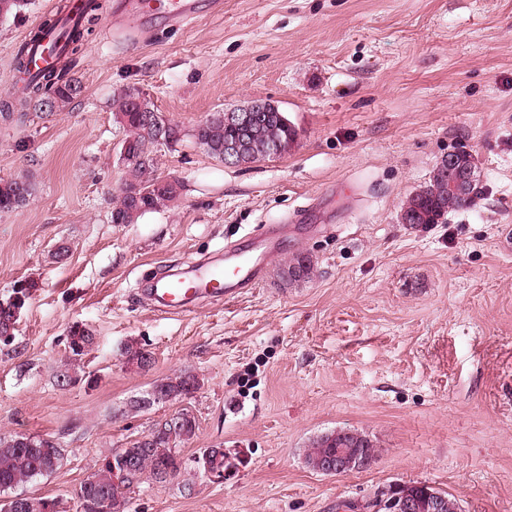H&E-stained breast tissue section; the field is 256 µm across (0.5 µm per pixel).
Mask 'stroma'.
<instances>
[{
  "mask_svg": "<svg viewBox=\"0 0 512 512\" xmlns=\"http://www.w3.org/2000/svg\"><path fill=\"white\" fill-rule=\"evenodd\" d=\"M60 0H24L0 19V102L14 92L18 44ZM192 23L128 40L105 12L70 78L64 111L0 119V178L36 193L0 213V300L30 286L0 341V434L46 436L61 467L19 487L81 512L76 491L106 455L166 416L196 434L171 484L131 489L125 512H344L394 483L448 492L463 512H512V0H198ZM146 93L180 131L158 174L177 206L111 220L125 165L117 89ZM276 102L298 137L288 154L242 166L193 137L211 113ZM470 153L479 193L443 224L400 210L448 154ZM289 224L279 257L314 262L287 284L269 271L232 302L184 315L153 310L145 278L250 248ZM90 329L80 366L93 384L59 387L66 338ZM150 353L139 369L127 347ZM200 387L139 411L154 383ZM336 430L377 446L368 468L313 471L311 443ZM235 457L224 481L196 456Z\"/></svg>",
  "mask_w": 512,
  "mask_h": 512,
  "instance_id": "obj_1",
  "label": "stroma"
}]
</instances>
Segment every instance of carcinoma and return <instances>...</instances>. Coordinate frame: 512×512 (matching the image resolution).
I'll use <instances>...</instances> for the list:
<instances>
[{"label": "carcinoma", "mask_w": 512, "mask_h": 512, "mask_svg": "<svg viewBox=\"0 0 512 512\" xmlns=\"http://www.w3.org/2000/svg\"><path fill=\"white\" fill-rule=\"evenodd\" d=\"M93 17L78 20L71 28H62L60 18L43 22L33 39L42 38L53 30L59 32L63 43V52L75 55L80 52L85 38L92 33ZM16 70L20 79L29 87V96L4 103L0 117L8 120L14 113L27 114L31 101H36L35 108L42 109L46 100L51 99L55 111L60 112L83 92L80 83L66 79L56 71H44L30 74L25 48H20L16 57ZM158 114L150 99L134 87L117 90L113 95V108L120 117L127 135L124 141L130 144L134 158L126 161V178L120 193L113 202L111 219L114 224H132L144 213L167 207L179 199V195L161 189L162 179L156 175V153L160 143L156 139L155 125L140 119L139 107ZM296 128L275 119H260L244 131H236L224 125L220 114L215 112L205 119L200 129L196 144L215 159L224 160V143L238 139L249 145L248 162L253 163L271 157L269 150L275 145L281 146L282 153H287L295 141ZM35 194L34 183L24 177L0 179V212H9L25 205ZM465 207L456 196L448 192V180L440 167H435L429 182L422 189L413 193L403 210L409 215L413 224H443L448 212ZM313 272L311 259L298 254L279 270L280 278L285 282H295L310 278ZM168 390L179 396L192 394L199 386L196 376L184 373L165 382ZM196 421L189 413H184V423L180 431L169 437L161 433L150 432L154 437L152 446L142 449L136 459V471L126 490H117L112 484V464H101L93 474L94 482L90 495L99 498L107 494L124 495L142 478L159 481L163 468L175 463L173 452L180 451V446L193 438ZM336 432L327 433L315 441L307 454V464L314 470L321 468L325 458L336 452ZM62 448L47 449L40 442L33 445L18 443L14 439H0V491L8 492L21 484L37 477L48 476L62 464Z\"/></svg>", "instance_id": "obj_1"}]
</instances>
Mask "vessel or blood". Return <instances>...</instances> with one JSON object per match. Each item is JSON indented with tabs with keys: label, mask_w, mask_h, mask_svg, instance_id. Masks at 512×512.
<instances>
[{
	"label": "vessel or blood",
	"mask_w": 512,
	"mask_h": 512,
	"mask_svg": "<svg viewBox=\"0 0 512 512\" xmlns=\"http://www.w3.org/2000/svg\"><path fill=\"white\" fill-rule=\"evenodd\" d=\"M118 16L129 19L126 32L139 34L143 28L161 22L183 25L198 15L197 0H116ZM288 227L270 224L262 232V247L256 253H242L225 248L223 262L198 264L190 274L183 276L162 275L154 278L148 293L156 311L167 315H183L189 312L196 300H233L257 287L267 268L275 261Z\"/></svg>",
	"instance_id": "b4317fda"
}]
</instances>
